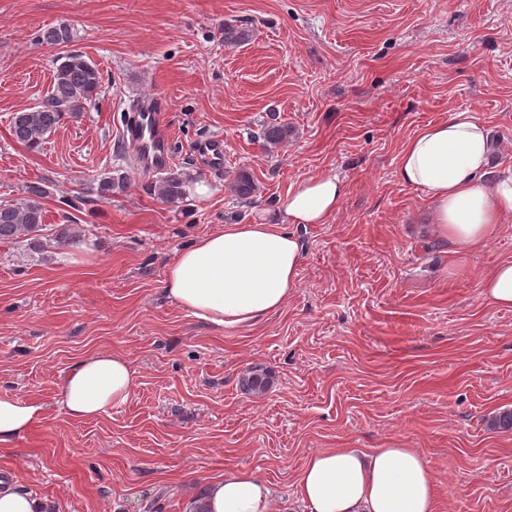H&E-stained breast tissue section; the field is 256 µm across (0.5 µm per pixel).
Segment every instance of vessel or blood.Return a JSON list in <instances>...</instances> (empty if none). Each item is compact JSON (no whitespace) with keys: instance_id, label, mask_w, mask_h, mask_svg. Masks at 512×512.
Instances as JSON below:
<instances>
[{"instance_id":"vessel-or-blood-1","label":"vessel or blood","mask_w":512,"mask_h":512,"mask_svg":"<svg viewBox=\"0 0 512 512\" xmlns=\"http://www.w3.org/2000/svg\"><path fill=\"white\" fill-rule=\"evenodd\" d=\"M166 110L164 98L152 97L144 101L137 112L131 113L130 122L125 126L124 137L136 146L138 168L142 173L160 172L171 162Z\"/></svg>"}]
</instances>
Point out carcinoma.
I'll return each mask as SVG.
<instances>
[{
    "instance_id": "cac0c4a2",
    "label": "carcinoma",
    "mask_w": 512,
    "mask_h": 512,
    "mask_svg": "<svg viewBox=\"0 0 512 512\" xmlns=\"http://www.w3.org/2000/svg\"><path fill=\"white\" fill-rule=\"evenodd\" d=\"M39 40L50 46H66L73 40L71 29L65 25L48 27L39 35ZM102 86L99 69L78 52H69L60 57L50 91L35 107L13 114L10 122L14 140L29 150L41 147L47 135L55 131L67 119H77L85 107L94 103ZM292 130L286 123L269 122L262 130L264 146L275 148L288 141ZM126 172L101 179L97 186L100 199L108 200L112 195L128 187ZM190 183L185 174L171 167L151 182L149 189L161 201L176 204L189 195ZM233 191L242 200L252 197L255 182L247 174L236 176ZM45 191L33 186L28 196L21 200L0 202V241L13 242L30 237L31 244L40 245L41 231L45 227L42 198ZM273 384L272 375L262 369L249 370L242 379L243 388L253 394H262Z\"/></svg>"
}]
</instances>
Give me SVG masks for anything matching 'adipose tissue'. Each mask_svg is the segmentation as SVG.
<instances>
[{
	"instance_id": "ef3b65f1",
	"label": "adipose tissue",
	"mask_w": 512,
	"mask_h": 512,
	"mask_svg": "<svg viewBox=\"0 0 512 512\" xmlns=\"http://www.w3.org/2000/svg\"><path fill=\"white\" fill-rule=\"evenodd\" d=\"M496 149L489 128L462 112L421 127L400 149L397 174L422 189L438 232L459 252L488 243L512 218V174L490 180ZM349 193L338 175L298 183L284 204L285 224H228L181 250L164 287L181 308L234 329L279 312L298 283L300 238L288 224H325ZM136 373L122 356L89 355L58 385L74 419L95 418L134 394ZM43 417L42 405L0 393V447ZM308 512H438L437 485L417 449L327 448L310 455L296 476ZM207 512H272L271 491L257 475L225 470L210 482Z\"/></svg>"
}]
</instances>
